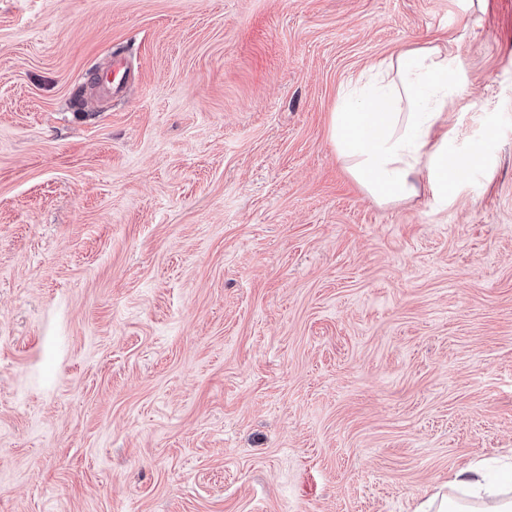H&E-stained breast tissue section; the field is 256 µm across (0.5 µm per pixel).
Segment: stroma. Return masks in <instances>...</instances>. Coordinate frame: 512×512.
<instances>
[{"instance_id": "35a3bbf8", "label": "stroma", "mask_w": 512, "mask_h": 512, "mask_svg": "<svg viewBox=\"0 0 512 512\" xmlns=\"http://www.w3.org/2000/svg\"><path fill=\"white\" fill-rule=\"evenodd\" d=\"M433 45L462 173L378 203L329 116ZM476 460L512 462V0H0V512H414ZM126 73L125 59L119 54H116L112 56L109 73L103 75L100 86L108 93H113V89H115V92H118L121 89V85L125 82Z\"/></svg>"}]
</instances>
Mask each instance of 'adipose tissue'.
<instances>
[{
    "label": "adipose tissue",
    "instance_id": "adipose-tissue-1",
    "mask_svg": "<svg viewBox=\"0 0 512 512\" xmlns=\"http://www.w3.org/2000/svg\"><path fill=\"white\" fill-rule=\"evenodd\" d=\"M448 51L410 48L360 76L355 98H341L329 134L340 159L366 194L398 203L429 191L448 197ZM451 492L436 493L416 512H512V493L498 489L481 465L456 472Z\"/></svg>",
    "mask_w": 512,
    "mask_h": 512
}]
</instances>
